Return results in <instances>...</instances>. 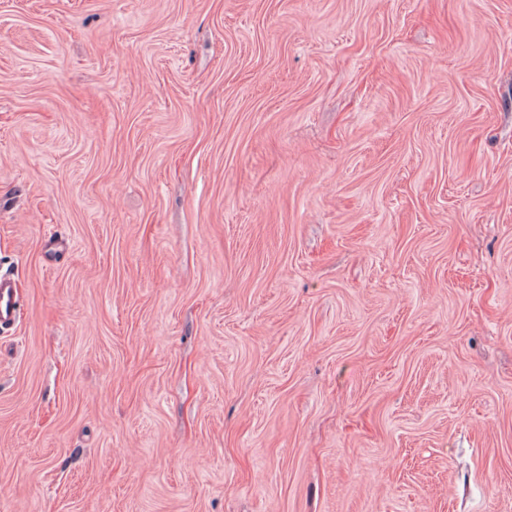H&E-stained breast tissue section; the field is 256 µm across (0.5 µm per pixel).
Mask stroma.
<instances>
[{"label": "stroma", "mask_w": 512, "mask_h": 512, "mask_svg": "<svg viewBox=\"0 0 512 512\" xmlns=\"http://www.w3.org/2000/svg\"><path fill=\"white\" fill-rule=\"evenodd\" d=\"M0 512H512V0H0ZM21 318L16 281L13 276L0 274V330L13 328Z\"/></svg>", "instance_id": "stroma-1"}]
</instances>
